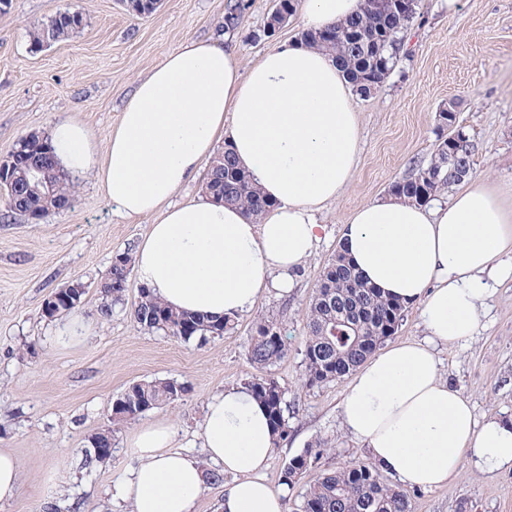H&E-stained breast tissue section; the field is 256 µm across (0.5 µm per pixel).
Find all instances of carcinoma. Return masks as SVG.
Returning a JSON list of instances; mask_svg holds the SVG:
<instances>
[{
  "label": "carcinoma",
  "instance_id": "carcinoma-1",
  "mask_svg": "<svg viewBox=\"0 0 512 512\" xmlns=\"http://www.w3.org/2000/svg\"><path fill=\"white\" fill-rule=\"evenodd\" d=\"M126 11L140 17L156 10L155 0H123ZM418 11L400 15L390 13L377 3L365 2L359 14L332 27L333 40H325L317 31L301 34L305 43L322 50L337 61L354 92L369 97L384 83L386 69L396 65L403 47V34L414 22ZM84 25L82 14L59 12L47 22L29 30L31 45L38 48L47 41L66 40ZM20 169L6 190L10 211L33 220V216L56 209V204L70 203L73 186L68 175L50 164L47 146L20 140L16 145ZM43 169L53 181L50 196L31 189L32 173ZM403 182L410 188L397 196L417 204L434 200L438 191L458 183L448 160V142L438 139L429 164ZM205 194L219 196L224 204H235L252 218H261L269 202L264 200L247 172L237 167L229 147H224L208 170ZM132 248L120 253L112 263L101 292L105 301L100 308L108 317L112 303L121 301L131 267ZM325 293H316L306 318L305 380L314 386L340 379L356 370L374 351L398 331L405 306L383 296L357 275L341 252H336L324 268ZM132 316L140 327L184 342L205 341L222 336L230 329L231 319L209 320L170 309L147 288L139 291ZM288 346L278 322L262 320L251 338L248 356L256 373L248 387L266 407L275 430L274 445L288 438L286 392L268 374L269 367L284 358ZM189 388L177 391L171 380L158 379L135 386L112 407V426L121 425L163 403L182 398ZM321 447L307 448L283 467L281 482L293 490L301 476L316 462ZM300 512H413L410 494L387 483L377 467L355 463L321 475L301 493Z\"/></svg>",
  "mask_w": 512,
  "mask_h": 512
}]
</instances>
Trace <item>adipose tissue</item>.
<instances>
[{"mask_svg": "<svg viewBox=\"0 0 512 512\" xmlns=\"http://www.w3.org/2000/svg\"><path fill=\"white\" fill-rule=\"evenodd\" d=\"M361 7L304 0L301 22L320 30ZM50 135L58 164L94 173L120 215L157 214L133 255L142 285L173 309L214 319L251 310L268 290L293 292L294 271L320 241L316 214L343 193L359 152L351 85L334 59L299 42L245 69L234 50L187 41L136 82L105 156L79 122H58ZM219 137L270 201L262 222L208 198L174 202ZM341 244L366 282L419 305L427 333L355 370L341 402L345 428L404 487H442L466 461L488 474L512 470V420L477 422L468 399L442 380L436 354L437 344L473 335L494 283L512 276V187L475 177L444 205L394 195L368 202ZM175 436L170 424L152 423L132 438L137 463L113 495L133 512H196L205 462L172 451ZM202 436L207 462L235 477L221 512H286L283 493L261 477L274 432L254 394L230 386L212 395Z\"/></svg>", "mask_w": 512, "mask_h": 512, "instance_id": "adipose-tissue-1", "label": "adipose tissue"}]
</instances>
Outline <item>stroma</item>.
Segmentation results:
<instances>
[{
    "mask_svg": "<svg viewBox=\"0 0 512 512\" xmlns=\"http://www.w3.org/2000/svg\"><path fill=\"white\" fill-rule=\"evenodd\" d=\"M236 3L238 24L225 29ZM273 8V0H162L139 18L119 0H11L0 11V157L21 137L47 133L62 119L85 124L98 153H105L135 80L186 41L223 40L249 65L274 44L299 39L296 15L275 39L260 38ZM65 9L82 12L84 28L33 49L29 28ZM452 102L477 145L472 176L511 185L512 0H421L395 69L375 94L355 100L357 165L343 194L318 215L324 237L297 270L294 293L263 295L235 317L231 330L203 342L141 328L132 317L140 288L133 272L111 316L99 313L100 280L114 254L138 245L155 216L122 217L90 175L73 178L71 208L37 224L8 213L0 201V450L14 455L20 473L17 497L0 512H131L113 502L108 489L135 465L129 442L147 424L172 423L178 446L206 460L199 437L204 403L254 374L247 351L262 318L280 323L288 345L270 371L286 391L290 426L265 480L279 487L284 464L319 442L325 450L301 485L367 461L340 418L348 378L314 387L304 382L306 316L343 224L358 206L389 196L394 182L428 164L440 133L438 114ZM74 283L86 288L75 313L90 330L64 344L42 306L53 291ZM437 350L444 379L469 398L477 418L511 420L512 278L481 312L474 336ZM154 379L185 382L190 391L122 424L110 460L86 469L84 452L91 436L109 427L112 401L132 383ZM410 495L414 512H512V470L490 475L465 463L448 485L414 488Z\"/></svg>",
    "mask_w": 512,
    "mask_h": 512,
    "instance_id": "35a3bbf8",
    "label": "stroma"
}]
</instances>
